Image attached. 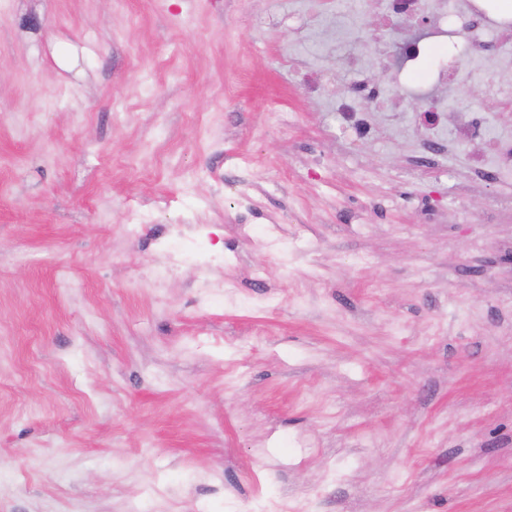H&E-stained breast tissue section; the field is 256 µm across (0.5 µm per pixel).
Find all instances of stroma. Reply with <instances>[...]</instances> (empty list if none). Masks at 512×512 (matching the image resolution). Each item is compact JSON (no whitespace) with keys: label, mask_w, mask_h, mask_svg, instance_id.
<instances>
[{"label":"stroma","mask_w":512,"mask_h":512,"mask_svg":"<svg viewBox=\"0 0 512 512\" xmlns=\"http://www.w3.org/2000/svg\"><path fill=\"white\" fill-rule=\"evenodd\" d=\"M315 24L0 0V512H512V185L428 163L414 97L343 138L304 85L357 55L390 97L398 60ZM161 257L158 263L150 270L148 275L136 282V288L143 285L158 287L164 284L178 269V261L175 252L166 242L160 244Z\"/></svg>","instance_id":"35a3bbf8"}]
</instances>
